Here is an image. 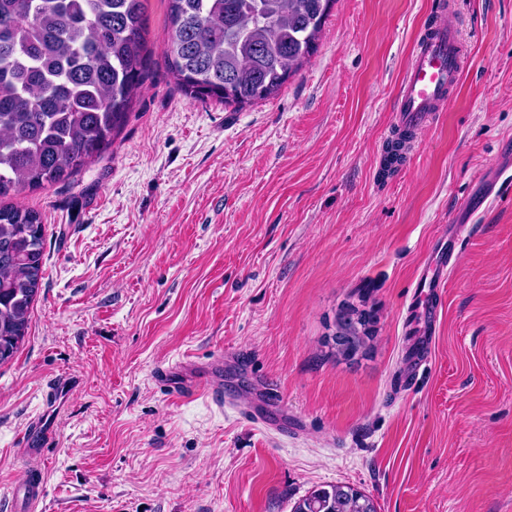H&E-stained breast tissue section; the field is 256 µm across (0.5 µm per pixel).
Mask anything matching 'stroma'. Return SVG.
I'll return each mask as SVG.
<instances>
[{
	"label": "stroma",
	"mask_w": 512,
	"mask_h": 512,
	"mask_svg": "<svg viewBox=\"0 0 512 512\" xmlns=\"http://www.w3.org/2000/svg\"><path fill=\"white\" fill-rule=\"evenodd\" d=\"M446 1L465 79L385 176L401 77L439 0H336L309 62L242 108L176 86L168 5L148 0L150 74L110 152L17 198L43 217L45 276L0 365V512L31 466L45 512H291L329 484L378 512H512V199L465 231L432 359L402 384L419 267L512 137V0ZM346 302L378 315L350 360L326 343ZM219 354L232 409L153 379ZM55 377L76 386L52 445L22 462ZM269 388L285 430L244 415Z\"/></svg>",
	"instance_id": "35a3bbf8"
}]
</instances>
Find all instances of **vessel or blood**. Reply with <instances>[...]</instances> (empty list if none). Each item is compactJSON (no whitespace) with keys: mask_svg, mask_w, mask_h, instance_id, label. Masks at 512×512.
Wrapping results in <instances>:
<instances>
[{"mask_svg":"<svg viewBox=\"0 0 512 512\" xmlns=\"http://www.w3.org/2000/svg\"><path fill=\"white\" fill-rule=\"evenodd\" d=\"M467 62L466 47L458 31L446 21L437 22L416 43L403 74L398 97L393 108L396 129L418 133L427 128L449 108L452 91L462 82ZM512 192V162L497 168L489 179L486 200L493 201ZM470 210L468 201H461L448 226V245L434 250L423 265L416 283L411 308L420 325L419 334L424 348H431L437 308L433 297L448 283V271L454 264L455 251L466 231ZM156 383L175 398L199 392H211L215 384L208 373L194 370L187 361L159 368L154 373ZM55 429L49 414L30 420L21 437L19 454L25 459L41 457L53 440ZM17 492L29 512H37L44 501V477L35 475Z\"/></svg>","mask_w":512,"mask_h":512,"instance_id":"vessel-or-blood-1","label":"vessel or blood"}]
</instances>
